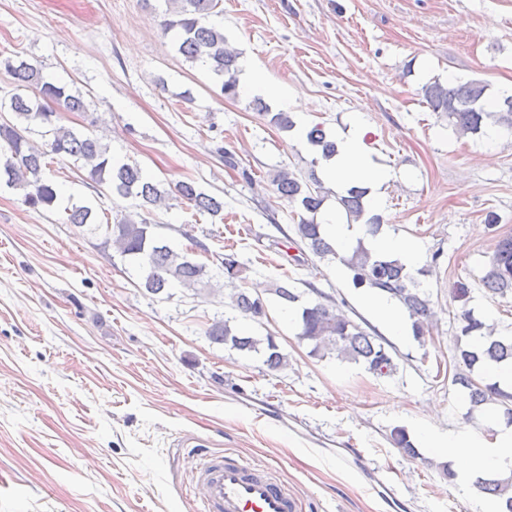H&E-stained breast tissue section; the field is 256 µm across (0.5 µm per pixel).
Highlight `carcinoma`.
Masks as SVG:
<instances>
[{
  "instance_id": "cac0c4a2",
  "label": "carcinoma",
  "mask_w": 512,
  "mask_h": 512,
  "mask_svg": "<svg viewBox=\"0 0 512 512\" xmlns=\"http://www.w3.org/2000/svg\"><path fill=\"white\" fill-rule=\"evenodd\" d=\"M161 25L166 31L175 32L176 49L186 60L207 67L221 82L220 91L227 99L239 93V53L231 49L224 38V31L211 17L217 14L221 0H161ZM0 69L9 73L15 84L31 90L29 94L15 93L0 98V182L15 190L23 191V201L33 208H51L58 201V188L50 180L41 178L43 167L57 156L72 160L81 171L83 181L97 191H106L118 199L129 200L132 207L151 211L167 199H179L200 213L216 216L224 211V201L202 192L193 182L183 181L174 186H164L143 174L136 163H113L110 148L103 143L94 126L74 130L58 123L55 106L66 112H84L88 104L83 94L72 93L67 86L44 79L39 69L29 64L20 53H0ZM423 97L429 108L446 118L455 130L465 135L482 132L492 122L512 130V96L502 98L497 112L484 108L487 84L478 80H456L443 83L438 79L422 86ZM257 111L269 116V123L281 130L294 127L287 112H270L263 99L254 100ZM37 132L44 139L38 146L30 139ZM306 141L321 157L328 159L336 153L333 137L319 125L306 133ZM272 183L280 197L297 205L307 214L316 215L328 197L350 220H364L363 235L349 252H340L323 236L321 225L314 219L300 218L294 225L296 239L313 256L342 265L356 289H368L385 294L399 302L408 313L414 339L423 344L431 334L433 308L429 294L420 288L416 275L425 276L428 270L417 272L406 269L396 259L376 255L368 248L366 239L384 229L382 216L365 217L366 190L353 187L344 193L324 190L322 182L311 172L306 177L281 170ZM67 221L91 231L100 229L105 239L135 267L140 276L139 287L151 295H162L180 286L197 293L213 290L212 276L206 264L196 261L188 251L177 248L154 232L155 225L143 218L136 222L123 216L108 220V214H98L92 206L75 202L65 208ZM220 265L229 280L241 279L245 269L235 252L221 257ZM484 287L494 295L512 294V236L500 239L482 277ZM316 299L302 306L297 325L298 342L310 346V354L319 358L330 355L343 360L362 363L378 376H387L397 370L392 350L387 341L370 327L351 319L336 308L332 296L310 287ZM270 293L285 305L295 304L300 294L289 283H277ZM229 307L258 326L264 325L267 306L262 298L252 295L246 288H233L229 294ZM232 317L214 318L205 329V336L214 343L227 346L245 354L263 358L271 371L287 365L284 354L273 333L253 335L234 331ZM461 336L457 337L453 355L455 373L453 382L468 391L472 406L498 403L503 415L512 423V393L504 391L497 383L480 384L473 374L485 370L489 363H512V336L496 335L495 326L477 318L472 310L458 315ZM391 440L408 457L419 456L408 433L393 429ZM480 490L490 496L505 500L506 512H512V479H485L478 482Z\"/></svg>"
}]
</instances>
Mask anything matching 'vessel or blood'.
Listing matches in <instances>:
<instances>
[{
  "label": "vessel or blood",
  "mask_w": 512,
  "mask_h": 512,
  "mask_svg": "<svg viewBox=\"0 0 512 512\" xmlns=\"http://www.w3.org/2000/svg\"><path fill=\"white\" fill-rule=\"evenodd\" d=\"M202 512H297V502L276 471L226 457L201 470Z\"/></svg>",
  "instance_id": "obj_1"
}]
</instances>
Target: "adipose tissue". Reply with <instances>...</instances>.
I'll use <instances>...</instances> for the list:
<instances>
[{
    "mask_svg": "<svg viewBox=\"0 0 512 512\" xmlns=\"http://www.w3.org/2000/svg\"><path fill=\"white\" fill-rule=\"evenodd\" d=\"M239 67V89L242 93L265 94L285 109L298 107L297 95L269 84L251 57L241 55ZM335 139V156L322 163L324 182L338 191L353 185L367 188V212H380L385 204L386 189L392 174L367 149L362 124L358 119H351L347 129L337 132ZM369 247L378 255L400 260L410 269L421 266L424 261L422 249L417 242L386 231L370 239ZM365 302L388 335L402 341L409 339L410 320L397 301L371 293L366 296ZM494 428V439L486 440L475 436H440L422 427L418 430V441L431 453L445 457L450 462L462 490L469 494L479 479L489 475L503 478L512 475V425L498 418L494 421Z\"/></svg>",
    "mask_w": 512,
    "mask_h": 512,
    "instance_id": "adipose-tissue-1",
    "label": "adipose tissue"
}]
</instances>
